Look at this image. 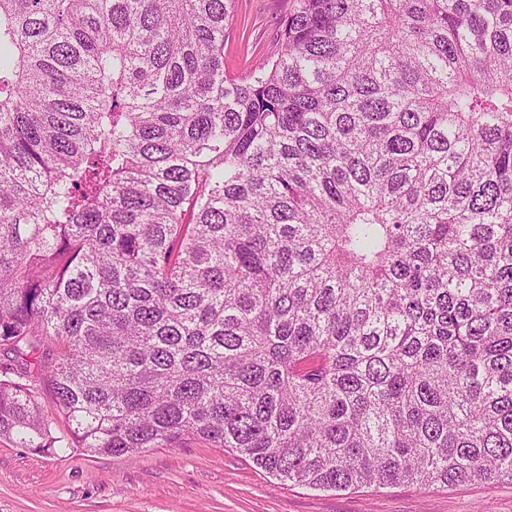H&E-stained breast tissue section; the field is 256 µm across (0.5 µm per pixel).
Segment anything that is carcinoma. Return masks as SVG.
Here are the masks:
<instances>
[{
	"label": "carcinoma",
	"mask_w": 512,
	"mask_h": 512,
	"mask_svg": "<svg viewBox=\"0 0 512 512\" xmlns=\"http://www.w3.org/2000/svg\"><path fill=\"white\" fill-rule=\"evenodd\" d=\"M233 8L0 0V438L512 480V0ZM282 0H235L234 20L224 39V70L241 76L277 47Z\"/></svg>",
	"instance_id": "1"
}]
</instances>
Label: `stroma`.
Here are the masks:
<instances>
[{"mask_svg": "<svg viewBox=\"0 0 512 512\" xmlns=\"http://www.w3.org/2000/svg\"><path fill=\"white\" fill-rule=\"evenodd\" d=\"M284 0H235L224 69L277 47ZM512 512V482L334 491L286 486L235 450L186 437L130 456L41 453L0 439V512Z\"/></svg>", "mask_w": 512, "mask_h": 512, "instance_id": "obj_1", "label": "stroma"}]
</instances>
